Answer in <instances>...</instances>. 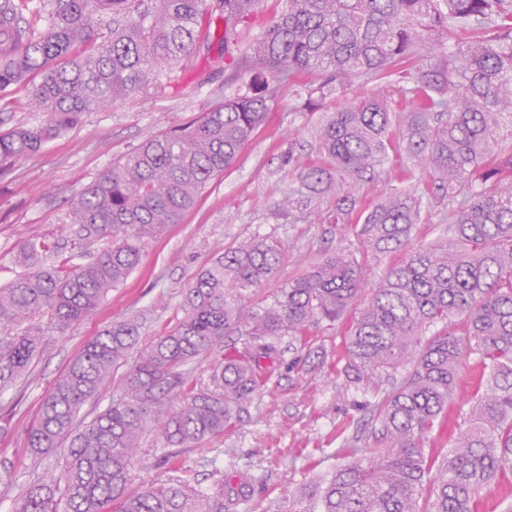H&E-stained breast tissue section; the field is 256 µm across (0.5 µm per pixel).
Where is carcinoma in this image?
I'll return each mask as SVG.
<instances>
[{"instance_id": "obj_1", "label": "carcinoma", "mask_w": 512, "mask_h": 512, "mask_svg": "<svg viewBox=\"0 0 512 512\" xmlns=\"http://www.w3.org/2000/svg\"><path fill=\"white\" fill-rule=\"evenodd\" d=\"M261 2L220 0L215 65L248 76L235 93L147 137L71 199L70 249L83 253L109 235L106 247L83 264L57 265L45 243L20 245L24 272L0 287V390L31 376L40 352L42 337L24 321L41 311L58 325L93 315L148 242L235 163L285 86L316 111L355 79L381 85L324 116L319 160L288 154L300 187L283 207H296L306 191L326 200L318 220L359 246L261 296L282 249L267 238L242 241L197 271L183 316L150 344L139 345L133 319L103 329L42 398L31 454L64 443L69 451L59 471L22 487L13 512H235L244 489L222 483L205 495L178 479L129 492L142 438L160 435L167 450L159 463L168 464L181 449L222 436L275 373L283 337L322 357L311 331L355 308L367 286L365 254L390 248L403 259L372 288L345 344L344 373L376 418L373 443L337 450L344 463L314 488L321 512H476L480 492L512 472V152L501 146L512 137L503 127L512 118V0H285L241 56L237 29ZM204 15V0H0V93L38 73L32 101L47 113L41 125L0 132V176L87 113L170 79L199 40ZM458 32L477 38L463 43ZM391 153L408 187L365 200L355 186L377 183ZM437 196L448 198L453 237L409 246L424 204ZM230 331L242 347L218 360L208 383L194 379L190 365L220 352ZM472 356L484 365L485 392L436 466L426 439L447 427ZM123 366L118 394L92 418L81 414Z\"/></svg>"}]
</instances>
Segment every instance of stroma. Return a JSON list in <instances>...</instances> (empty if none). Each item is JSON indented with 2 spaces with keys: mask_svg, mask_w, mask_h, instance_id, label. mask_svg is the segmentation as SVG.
<instances>
[{
  "mask_svg": "<svg viewBox=\"0 0 512 512\" xmlns=\"http://www.w3.org/2000/svg\"><path fill=\"white\" fill-rule=\"evenodd\" d=\"M219 51L217 44L198 43L171 81L106 111L87 113L78 126L38 153L14 161L0 179L1 286L20 274L14 256L23 242L64 241L69 202L85 184L147 136L172 130L235 92L242 79L234 70L215 68ZM375 91V84L354 82L328 97L317 112L302 111L292 98H282L239 161L210 182L194 209L171 225L163 240L148 245L139 266L94 315L64 328L43 313L33 318L44 332L33 373L26 383L0 391V512H11L21 487L37 474L62 465L67 454L63 447L39 459L30 456L27 429L44 393L105 326L133 318L140 325L141 343L154 340L181 318L184 289L197 270L248 237L279 242L285 258L272 279L276 285L336 249L355 248V237H341L335 225L306 220L317 200L302 199L293 212L282 210L279 202L296 182L287 155L313 154L315 129L324 113ZM30 99V85L12 87L0 98V126L43 123L45 113L34 111ZM351 323L347 317L316 330L314 342L327 352L325 365L311 367L305 351L285 350L268 389L253 395L236 425L183 452L179 469L158 465L164 443L156 434L146 435L131 471L130 491L172 477L208 493L218 482L244 481L248 497L236 512H319L312 496L317 475L335 472L343 441L358 448L372 441L363 396L341 372ZM459 387V398L448 406L447 431L428 437V448L439 458L448 453L453 432L465 426L470 398L483 391L476 361L463 365Z\"/></svg>",
  "mask_w": 512,
  "mask_h": 512,
  "instance_id": "stroma-1",
  "label": "stroma"
}]
</instances>
